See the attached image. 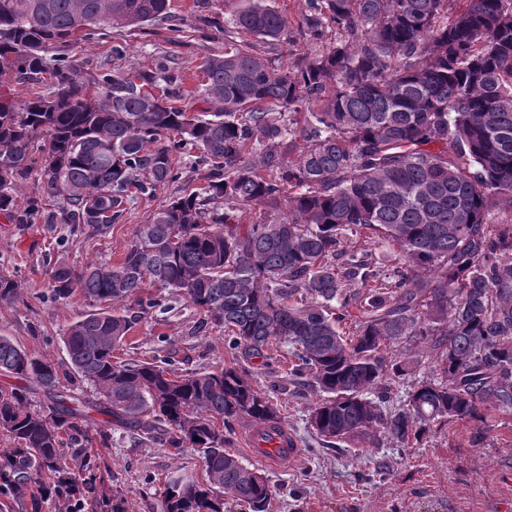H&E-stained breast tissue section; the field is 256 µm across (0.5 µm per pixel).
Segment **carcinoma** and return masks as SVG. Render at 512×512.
<instances>
[{
    "instance_id": "obj_1",
    "label": "carcinoma",
    "mask_w": 512,
    "mask_h": 512,
    "mask_svg": "<svg viewBox=\"0 0 512 512\" xmlns=\"http://www.w3.org/2000/svg\"><path fill=\"white\" fill-rule=\"evenodd\" d=\"M306 34L336 44L284 68L257 52L292 22L265 0L229 19L254 43L201 64L183 106L154 76L81 80L65 49L103 27L171 18L170 0H0V213L14 224L112 227L127 206L176 178L198 151L206 185L139 224L116 264L51 268L54 298L95 304L155 283L224 330L231 355L287 348L292 386L322 396L325 444L418 446L433 428L512 424V0H307ZM42 83L17 99L12 85ZM208 108L192 110L195 100ZM40 192L21 202L18 182ZM371 232L388 267L349 247ZM21 283L0 271V303ZM135 317L89 313L63 344L94 392L0 336V373L35 382L43 403L0 388V498L26 512H125L105 490L89 437L95 415L173 453L192 444L204 477L169 476L162 512H268L273 490L224 449L236 423L279 412L234 365L176 375L122 358ZM432 363L393 403L419 357ZM199 440H193V437Z\"/></svg>"
}]
</instances>
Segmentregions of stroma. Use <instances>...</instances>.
I'll list each match as a JSON object with an SVG mask.
<instances>
[{
    "label": "stroma",
    "instance_id": "1",
    "mask_svg": "<svg viewBox=\"0 0 512 512\" xmlns=\"http://www.w3.org/2000/svg\"><path fill=\"white\" fill-rule=\"evenodd\" d=\"M240 6V0H171L174 23L105 28L70 47L68 53L83 74H152L168 67L175 85L187 93L203 80L202 62L223 52L227 20ZM335 42L332 26L319 43L295 29L276 43L268 57L285 67ZM177 172L173 181L135 199L122 219L101 233L0 220V271L22 284L13 303L0 305V336L58 363L62 384L75 392L88 391L89 386L67 365L62 338L70 324L96 306L78 293L55 300L49 269L57 261L79 270L91 262L120 259L136 225L146 223L170 198L203 185L208 167L187 156ZM125 352L147 360L171 355L179 373L232 364L251 371L257 389L272 398L282 424L301 448L294 464L272 469L249 451L246 422L237 423L228 438L227 451L261 470L270 482V512H512L511 430L488 429L478 447L469 441L472 427L467 423L429 434L419 448L402 449L386 442L377 448L319 444L307 432L317 396L303 387L287 390L285 356L262 365L228 354L223 331L211 327L203 313L183 299L172 301L169 310L142 314L126 339ZM100 455L103 473L112 476L108 487L120 491L126 512H161L160 493L166 478L178 470L202 471L195 448L174 455L159 444L141 442L117 429Z\"/></svg>",
    "mask_w": 512,
    "mask_h": 512
}]
</instances>
